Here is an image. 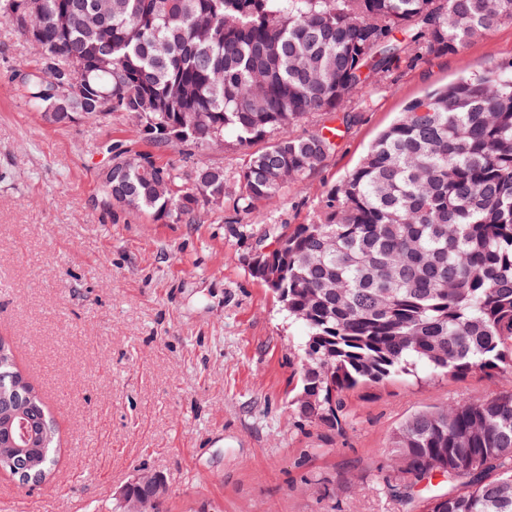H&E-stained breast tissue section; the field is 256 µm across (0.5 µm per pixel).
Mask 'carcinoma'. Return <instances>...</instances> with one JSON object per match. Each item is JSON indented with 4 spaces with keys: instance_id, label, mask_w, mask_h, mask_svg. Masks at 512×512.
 I'll return each instance as SVG.
<instances>
[{
    "instance_id": "cac0c4a2",
    "label": "carcinoma",
    "mask_w": 512,
    "mask_h": 512,
    "mask_svg": "<svg viewBox=\"0 0 512 512\" xmlns=\"http://www.w3.org/2000/svg\"><path fill=\"white\" fill-rule=\"evenodd\" d=\"M0 0V20L39 50L21 101L40 113L144 115L156 147L267 146L229 176L181 170L149 153L112 161V198L157 221H194L227 201L254 212L286 181L334 150L338 130L306 136L311 114L342 112L374 76L420 51L457 53L512 22V0ZM110 60L89 72L90 54ZM68 91L65 106L51 91ZM250 273L304 332L290 406L333 430L345 397L399 374L506 382L495 396L418 412L393 434L392 478L413 503L422 481L448 489L418 512H512V63L465 74L410 101L332 186L320 213L285 227ZM61 451L57 423L0 337V470L33 488ZM125 512H157L149 477L128 488Z\"/></svg>"
}]
</instances>
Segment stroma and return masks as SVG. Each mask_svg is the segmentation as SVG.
I'll return each mask as SVG.
<instances>
[{
    "label": "stroma",
    "mask_w": 512,
    "mask_h": 512,
    "mask_svg": "<svg viewBox=\"0 0 512 512\" xmlns=\"http://www.w3.org/2000/svg\"><path fill=\"white\" fill-rule=\"evenodd\" d=\"M0 22V336L55 416L63 452L24 490L0 472V512H119L139 469L168 487L160 512H403L389 490L395 430L415 413L496 394L480 373L395 376L351 392L342 431L289 406L302 330L249 263L268 229L305 224L406 103L462 71L512 61V23L460 52L403 60L352 102L324 165L259 213L225 203L192 223L102 202V143L185 174L234 173L242 149L154 147L125 114L43 124L12 80L33 63Z\"/></svg>",
    "instance_id": "obj_1"
}]
</instances>
